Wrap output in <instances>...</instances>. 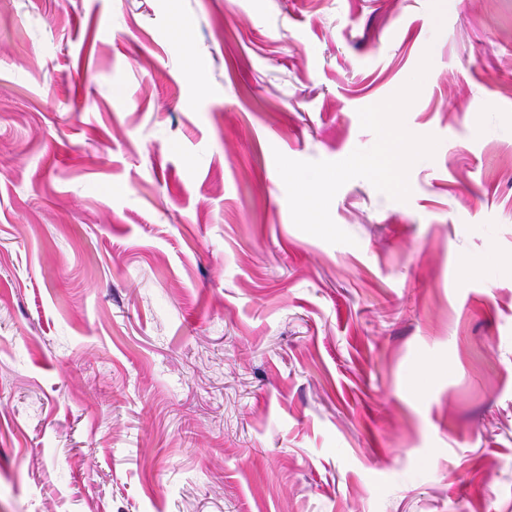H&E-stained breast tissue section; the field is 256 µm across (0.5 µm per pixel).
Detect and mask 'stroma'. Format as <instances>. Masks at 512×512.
Here are the masks:
<instances>
[{"instance_id":"stroma-1","label":"stroma","mask_w":512,"mask_h":512,"mask_svg":"<svg viewBox=\"0 0 512 512\" xmlns=\"http://www.w3.org/2000/svg\"><path fill=\"white\" fill-rule=\"evenodd\" d=\"M435 6L0 0V512H512V0Z\"/></svg>"}]
</instances>
